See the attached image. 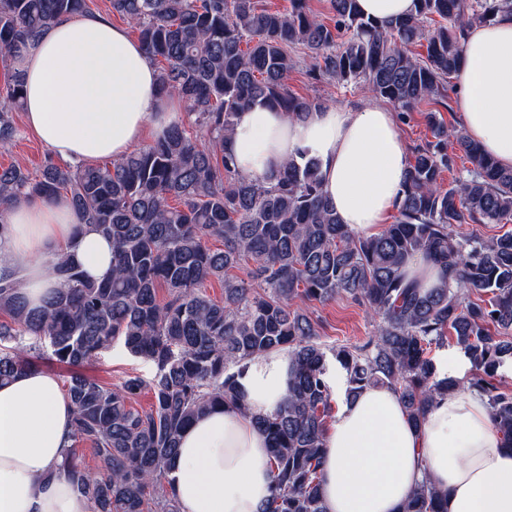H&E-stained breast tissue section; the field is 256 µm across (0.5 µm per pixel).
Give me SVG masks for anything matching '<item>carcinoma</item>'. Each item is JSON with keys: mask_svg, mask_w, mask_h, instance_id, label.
<instances>
[{"mask_svg": "<svg viewBox=\"0 0 512 512\" xmlns=\"http://www.w3.org/2000/svg\"><path fill=\"white\" fill-rule=\"evenodd\" d=\"M89 2L0 0V63L11 72L0 102L1 146L15 138L14 112L23 107L15 59L58 18L88 13ZM329 2L327 23L309 0H289L284 12L261 0H110L138 31L160 92L180 98L193 120L171 124L108 166L62 168L47 158L34 173L0 170V231L13 204L45 196L67 201L81 223L112 240V275L103 279L68 255L54 257L60 287L39 308L29 307L18 283L0 282V381L40 368L45 354L72 368L64 392L73 432L60 470L93 512H177L168 474L182 431L216 405L245 410L243 362L282 347L292 360L288 396L255 419L273 467L274 492L260 512H326L319 487L330 355L347 374V395L392 386L417 424L437 395L468 386L486 399L512 449V392L494 382L512 360V233H454L459 224L512 220V170L430 112L432 139L415 149L396 221L358 237L339 223L317 161L302 154L257 178L239 171L227 147L245 106L299 119L316 108L288 88L295 46L310 53L315 77L361 80L405 121L443 96L468 28L511 11L512 0H415L414 13L386 24L364 17L356 0ZM450 139L473 169L445 187ZM210 239L222 247L211 248ZM418 255L443 266L440 287L425 292L406 279ZM214 279L221 300L205 291ZM337 298L380 318L365 342L328 349L317 323L294 307ZM450 337L474 368L461 380L437 378L429 357ZM117 341L153 363L150 380L128 375L112 387L78 372ZM145 392L151 406L135 407ZM401 512H447V494L426 479Z\"/></svg>", "mask_w": 512, "mask_h": 512, "instance_id": "cac0c4a2", "label": "carcinoma"}]
</instances>
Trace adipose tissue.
I'll list each match as a JSON object with an SVG mask.
<instances>
[{
	"label": "adipose tissue",
	"mask_w": 512,
	"mask_h": 512,
	"mask_svg": "<svg viewBox=\"0 0 512 512\" xmlns=\"http://www.w3.org/2000/svg\"><path fill=\"white\" fill-rule=\"evenodd\" d=\"M28 127L53 155L77 162L119 159L164 134L182 101L160 93L155 66L126 29L98 14L63 17L17 62ZM467 135L512 169V14L471 26L454 75ZM238 168L263 177L306 154L324 192L355 234L381 233L406 179V151L393 112L328 108L297 120L256 104L235 119ZM73 255L87 275L112 270V243L79 225L62 200L15 204L0 233V279L19 282L30 306L57 288L49 260ZM287 350L254 355L240 384L244 411L216 407L182 434L169 491L179 512H259L273 492L272 457L254 417L288 395ZM338 405L325 432L321 493L327 512H400L424 478L448 496V512H512V450L493 428L484 398L465 387L442 393L414 426L399 393L370 386ZM70 403L40 369L0 382V512H92L60 473L71 443Z\"/></svg>",
	"instance_id": "adipose-tissue-1"
}]
</instances>
